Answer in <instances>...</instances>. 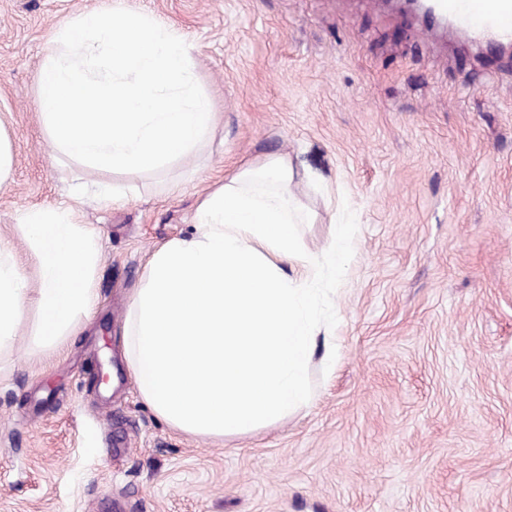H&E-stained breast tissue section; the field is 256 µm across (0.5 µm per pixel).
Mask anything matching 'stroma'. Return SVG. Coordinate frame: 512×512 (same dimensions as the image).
<instances>
[{"label":"stroma","instance_id":"obj_1","mask_svg":"<svg viewBox=\"0 0 512 512\" xmlns=\"http://www.w3.org/2000/svg\"><path fill=\"white\" fill-rule=\"evenodd\" d=\"M109 2L0 0V245L36 282L18 214L69 208L101 251L66 345L32 351L31 305L0 350V512H512V62L399 0H122L190 43L217 122L196 155L116 173L55 155L35 107L49 35ZM276 155L309 252L355 227L325 299L336 356L281 420L185 434L138 395L129 302L198 199ZM99 363L118 388L90 386Z\"/></svg>","mask_w":512,"mask_h":512}]
</instances>
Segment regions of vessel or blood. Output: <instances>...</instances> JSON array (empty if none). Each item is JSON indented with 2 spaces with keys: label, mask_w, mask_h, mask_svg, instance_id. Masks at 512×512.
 <instances>
[{
  "label": "vessel or blood",
  "mask_w": 512,
  "mask_h": 512,
  "mask_svg": "<svg viewBox=\"0 0 512 512\" xmlns=\"http://www.w3.org/2000/svg\"><path fill=\"white\" fill-rule=\"evenodd\" d=\"M427 29L445 25L478 45L512 46V0H423Z\"/></svg>",
  "instance_id": "b4317fda"
}]
</instances>
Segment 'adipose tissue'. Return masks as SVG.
Here are the masks:
<instances>
[{
	"instance_id": "ef3b65f1",
	"label": "adipose tissue",
	"mask_w": 512,
	"mask_h": 512,
	"mask_svg": "<svg viewBox=\"0 0 512 512\" xmlns=\"http://www.w3.org/2000/svg\"><path fill=\"white\" fill-rule=\"evenodd\" d=\"M287 160L245 164L195 208V236L174 239L149 259L133 295L124 355L142 401L187 434L221 437L280 420L309 399L307 367L316 346L333 351L318 309L322 268L340 271L348 225L330 247L308 252L296 231L307 218ZM40 256L39 286L0 251V346L16 334L28 302L39 322L32 344L56 349L95 301V232L68 209L20 214ZM292 262L296 275L283 265Z\"/></svg>"
}]
</instances>
